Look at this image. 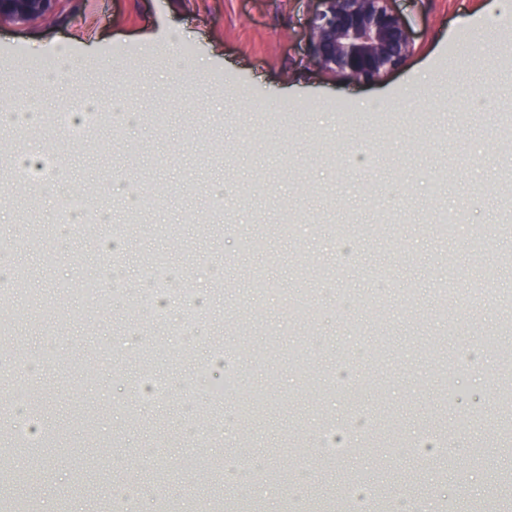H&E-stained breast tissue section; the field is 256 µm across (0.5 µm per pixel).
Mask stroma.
Instances as JSON below:
<instances>
[{
  "mask_svg": "<svg viewBox=\"0 0 512 512\" xmlns=\"http://www.w3.org/2000/svg\"><path fill=\"white\" fill-rule=\"evenodd\" d=\"M491 2L393 0L415 49L367 83L310 60L311 0H58L47 19L0 21V104L42 108L35 123L0 130V175L13 174L16 150L54 155L73 194L105 217L65 237L57 198L38 194L29 208L26 181L0 197V251L34 241L14 256L28 277L6 284L4 323L39 362L28 372L0 344V470L41 477L11 497L35 512H109L119 498L128 512L204 503L229 512L250 500L294 512L363 483L404 512H512V483L494 480L512 471L499 432L512 338L456 366L448 407L438 370L512 322V220L502 218L512 188L500 180L512 134L500 132L497 113L472 106L490 89L512 94V22L494 45L481 42ZM463 16L474 24L465 45ZM63 52L75 74L50 84L45 65ZM114 94L139 109L136 124L107 115L85 140H57L55 113ZM354 153L368 156L365 169L349 167ZM133 190L161 199L139 222L126 219ZM285 206L303 223L283 226ZM459 208L464 231L449 246L435 217ZM112 222L127 234L109 260L99 243ZM341 225L355 242L346 254L336 248ZM257 231L270 252H247ZM149 257L208 299L194 335H178V309L162 320L142 308ZM111 262L120 284L84 294ZM481 265L500 268V283L485 286ZM379 266L389 272L382 283ZM296 294L317 305L314 322L295 318ZM131 336L141 341L134 352ZM357 343L354 371L338 385L336 366ZM216 348L242 381L221 401L195 387ZM147 371L168 385L167 398H140ZM35 391L49 440L19 453L11 429L28 413L12 396ZM361 411L376 428L357 437L358 452L327 457L313 445L324 422ZM214 423L223 433L199 444L193 428ZM430 432L443 450L413 452Z\"/></svg>",
  "mask_w": 512,
  "mask_h": 512,
  "instance_id": "stroma-1",
  "label": "stroma"
}]
</instances>
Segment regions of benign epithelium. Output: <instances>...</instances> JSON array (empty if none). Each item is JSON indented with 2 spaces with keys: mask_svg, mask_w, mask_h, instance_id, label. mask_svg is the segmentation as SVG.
<instances>
[{
  "mask_svg": "<svg viewBox=\"0 0 512 512\" xmlns=\"http://www.w3.org/2000/svg\"><path fill=\"white\" fill-rule=\"evenodd\" d=\"M308 30L311 60L335 76L380 77L414 50L410 28L392 0H313ZM57 0H0V17L31 20L54 13Z\"/></svg>",
  "mask_w": 512,
  "mask_h": 512,
  "instance_id": "7a95c632",
  "label": "benign epithelium"
}]
</instances>
